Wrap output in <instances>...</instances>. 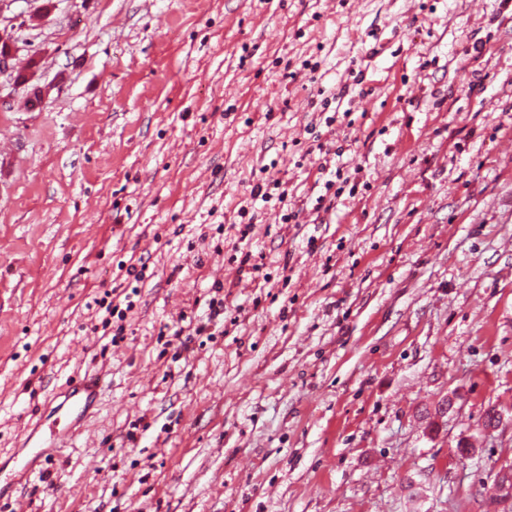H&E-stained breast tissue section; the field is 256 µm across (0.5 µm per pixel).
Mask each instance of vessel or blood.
I'll return each instance as SVG.
<instances>
[{"label":"vessel or blood","mask_w":512,"mask_h":512,"mask_svg":"<svg viewBox=\"0 0 512 512\" xmlns=\"http://www.w3.org/2000/svg\"><path fill=\"white\" fill-rule=\"evenodd\" d=\"M100 391V379L94 374H84L70 383L62 402L43 412L34 426L24 428L26 453L15 456L16 469L27 470L30 459L42 458L49 449L62 447L66 436L82 430Z\"/></svg>","instance_id":"vessel-or-blood-1"}]
</instances>
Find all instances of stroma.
Wrapping results in <instances>:
<instances>
[{"mask_svg":"<svg viewBox=\"0 0 512 512\" xmlns=\"http://www.w3.org/2000/svg\"><path fill=\"white\" fill-rule=\"evenodd\" d=\"M0 36V467L105 385L0 512H504L512 0H5ZM101 384L96 374L85 373L69 384L64 400L43 412L33 427L23 429L26 455L14 456L15 469L26 471L28 457H44L50 448H62L66 436L82 430L90 411L100 398Z\"/></svg>","mask_w":512,"mask_h":512,"instance_id":"1","label":"stroma"}]
</instances>
